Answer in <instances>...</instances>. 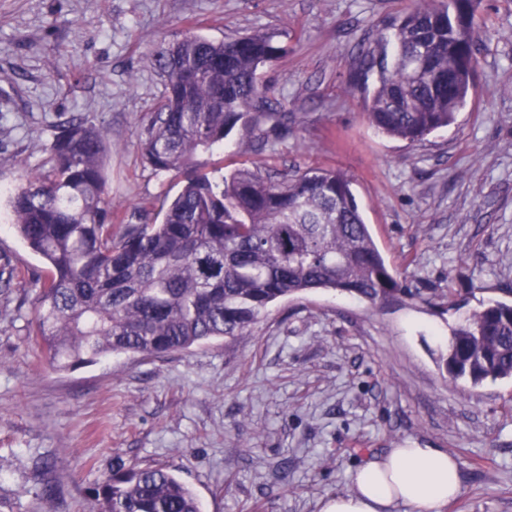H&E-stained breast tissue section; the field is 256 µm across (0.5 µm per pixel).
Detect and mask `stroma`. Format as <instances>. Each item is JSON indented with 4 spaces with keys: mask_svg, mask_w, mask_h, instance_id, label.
Listing matches in <instances>:
<instances>
[{
    "mask_svg": "<svg viewBox=\"0 0 512 512\" xmlns=\"http://www.w3.org/2000/svg\"><path fill=\"white\" fill-rule=\"evenodd\" d=\"M416 0H0V265L44 276L2 207L49 158L61 115L107 133L116 224L158 222L181 179L143 162L139 138L163 80L160 45L259 29L285 47L261 72L275 153L234 130L206 170L279 179L338 168L416 300L372 305L307 291L251 334L161 357L114 355L45 369L28 336L33 295L0 285V512H94L119 465L163 467L202 512H319L365 458L442 448L463 491L447 512H512V379L474 386L438 365L458 320L512 303V0H480L473 96L447 129L411 145L372 127L349 76L379 30ZM57 489L54 499L43 490Z\"/></svg>",
    "mask_w": 512,
    "mask_h": 512,
    "instance_id": "35a3bbf8",
    "label": "stroma"
}]
</instances>
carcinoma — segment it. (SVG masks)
Here are the masks:
<instances>
[{"label": "carcinoma", "instance_id": "1", "mask_svg": "<svg viewBox=\"0 0 512 512\" xmlns=\"http://www.w3.org/2000/svg\"><path fill=\"white\" fill-rule=\"evenodd\" d=\"M479 0H417L379 33L350 75L368 121L414 144L454 124L479 63ZM285 54L255 31L215 42L187 32L153 55L165 79L140 142L146 163L182 178L158 200V224H114L104 176L106 132L86 116L56 125L49 167L8 199L12 224L40 256L29 334L55 370L119 354L160 356L250 332L275 301L310 290L371 304L415 294L382 256L339 169L279 181L247 167L205 172L200 153L224 150L273 116L259 71ZM439 363L453 380L512 378V305L491 301L452 329ZM97 512H201L164 468L118 466L92 491Z\"/></svg>", "mask_w": 512, "mask_h": 512}]
</instances>
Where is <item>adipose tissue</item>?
I'll return each instance as SVG.
<instances>
[{
  "instance_id": "obj_1",
  "label": "adipose tissue",
  "mask_w": 512,
  "mask_h": 512,
  "mask_svg": "<svg viewBox=\"0 0 512 512\" xmlns=\"http://www.w3.org/2000/svg\"><path fill=\"white\" fill-rule=\"evenodd\" d=\"M462 492L457 458L439 448H392L350 474L347 492L320 512H445Z\"/></svg>"
}]
</instances>
